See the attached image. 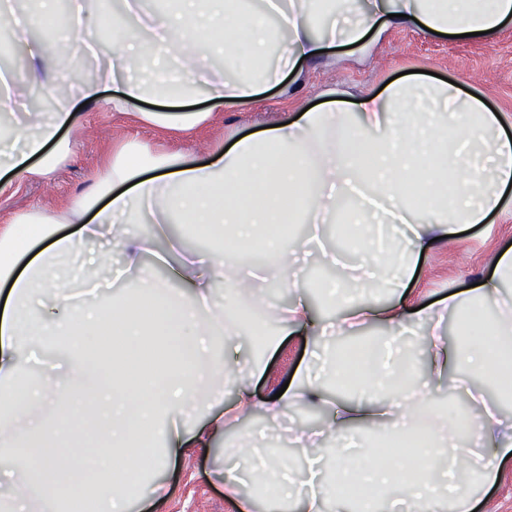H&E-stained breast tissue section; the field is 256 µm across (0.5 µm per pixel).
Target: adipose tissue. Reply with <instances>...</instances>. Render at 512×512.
<instances>
[{"label": "adipose tissue", "instance_id": "obj_1", "mask_svg": "<svg viewBox=\"0 0 512 512\" xmlns=\"http://www.w3.org/2000/svg\"><path fill=\"white\" fill-rule=\"evenodd\" d=\"M271 14L279 30L266 27ZM404 20L432 35L498 30L512 23V0H335L316 23L310 0H264L259 13L242 0H164L148 18L129 0L111 59L77 90L0 73V113L18 119L12 129L0 123V184L48 176L68 160L74 109L97 104L104 87L112 89L113 111H134L151 93L167 107L144 111L143 119L188 131L210 110L301 85L316 51L346 47L355 62L370 60ZM213 50L233 74L203 67ZM168 60L177 77L162 70ZM200 87L208 108L182 109ZM48 91L59 102L55 111L28 109L30 97ZM318 97L297 118L241 137L207 162L125 145L79 208L24 214L0 227V477L7 480L0 512H67L79 500L91 501L94 512H129L132 500L156 494L153 473L187 444L210 447L243 418L278 422L302 405L327 408L321 426L295 436L303 482L290 480L285 459L258 465L245 448L234 449L225 489L237 491L248 477L257 486L238 500L239 512H255L262 500L291 501L299 512H357L351 489L376 492V512L403 503L411 512H472L462 475L489 484L496 469L486 455L512 453V414L501 412L512 399V248L491 258L492 273L478 286L437 304L411 310L407 291L437 239L506 210L512 136L502 113L441 79H396L356 101L328 85ZM298 218L316 228L348 224L357 262L314 236L289 247L271 236L270 225ZM175 220L201 225L221 244L185 252L170 241L155 254L168 269L161 281L144 262L152 240L129 227ZM381 225L396 246L372 247ZM303 263L340 270L320 285L340 312L335 327L305 296L285 306L259 296L268 279L295 285ZM218 281L224 300L216 304ZM375 287L393 289L395 300L364 303ZM246 312L257 316L254 331L271 323L277 335L308 336L318 352L368 325L385 333L362 343L360 365L345 349L329 356L325 369L347 389L344 400H331L327 380L307 369L279 398L258 399L250 379L234 376L231 360L213 352L215 340L236 343ZM451 315L454 345L440 333ZM424 324L421 370L402 338ZM61 339L68 351L39 363L38 352ZM459 390L470 397L471 421L429 403ZM202 405L205 422L188 433L186 417ZM377 422L405 437L423 434L420 459L407 462L393 448L353 454L350 432Z\"/></svg>", "mask_w": 512, "mask_h": 512}]
</instances>
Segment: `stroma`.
I'll return each instance as SVG.
<instances>
[{"label":"stroma","mask_w":512,"mask_h":512,"mask_svg":"<svg viewBox=\"0 0 512 512\" xmlns=\"http://www.w3.org/2000/svg\"><path fill=\"white\" fill-rule=\"evenodd\" d=\"M51 18L39 19L32 33L41 42L43 59L37 68L40 80L61 85L80 84L82 77H93L95 64L72 53L70 64L61 66L56 58V41ZM425 70L460 83L464 90L480 95L504 115V127L512 134V25L490 39H451L433 36L412 26L392 28L373 59L362 67L329 65L327 60L308 67L305 85L298 91L281 94L273 89L259 104L226 109L213 115L192 135L174 129L141 123L136 116L111 111L106 102L79 109L74 135V155L50 182L27 181L0 193V225L29 211H53L78 206L95 185L117 145L124 139L149 144L157 151L186 150L197 158L229 147L237 138L262 131L265 122L284 120L301 105H312L313 88L338 83L352 93L380 92L399 73ZM512 247V213L495 217L492 223L470 226L468 233L442 244L431 255L421 258L420 271L410 284L414 307L428 306L448 294L474 287L486 277L487 259L495 252ZM235 370L251 379L258 397L278 391L302 369L310 343L291 334L281 337L277 348L262 358L253 355L250 333H242ZM261 370H254V362ZM321 418L323 410L300 406L291 410L282 426H267L260 417L239 422L211 448H191L157 475L162 493L157 500L133 501L129 512H235V504L224 492L219 472L224 464L225 447L234 446L252 431L266 429V439L258 451L269 447L285 449L291 465L299 460L292 445L293 431L303 425L304 415ZM497 484L486 487L475 500L473 512H512V456L498 461Z\"/></svg>","instance_id":"35a3bbf8"}]
</instances>
